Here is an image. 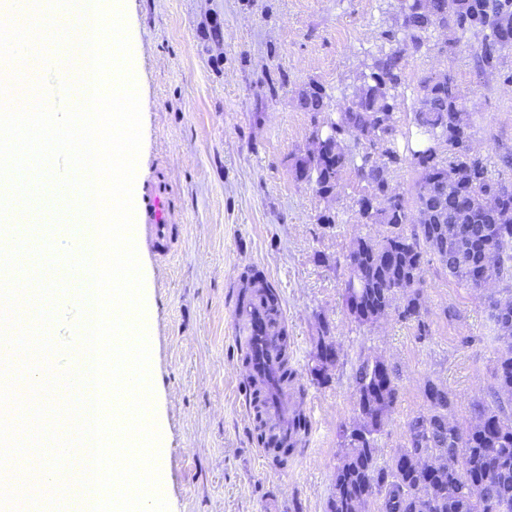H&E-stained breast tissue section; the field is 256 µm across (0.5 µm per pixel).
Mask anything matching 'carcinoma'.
Listing matches in <instances>:
<instances>
[{
	"instance_id": "obj_1",
	"label": "carcinoma",
	"mask_w": 512,
	"mask_h": 512,
	"mask_svg": "<svg viewBox=\"0 0 512 512\" xmlns=\"http://www.w3.org/2000/svg\"><path fill=\"white\" fill-rule=\"evenodd\" d=\"M401 21L381 32L389 47L369 54L364 85L347 110L333 116L326 89L311 82L299 95L310 114L312 148L298 157L292 174L319 197H327L351 177L358 218L378 224V238H358L336 265L343 270V300L359 325L390 312L416 324L418 338L429 333L422 297L425 256L432 255L456 282L481 294L485 260L499 262V282H512V179L493 176L488 159L474 149L472 126L461 113L465 96L451 74L434 84L420 82L415 110L416 139L403 133L396 112L405 77L403 48L430 49V33L446 26L478 40V73L500 71L512 50V0H399ZM418 173L413 203L392 184L403 164ZM429 217L418 223L415 207ZM238 304L261 298L269 323L282 340L280 298L260 272L241 274ZM494 339L502 346L488 394L472 401L473 422L453 418L454 400L444 386L424 383L426 411L406 423V441L397 456L378 462V436L399 398L398 369L383 359L363 358L353 372L357 418L337 430L342 454L334 473L326 512H512V296H485ZM319 336L308 369L310 381L329 382L334 366L321 354L342 353L333 327L318 317ZM308 428L298 414L295 435L264 443L286 460Z\"/></svg>"
}]
</instances>
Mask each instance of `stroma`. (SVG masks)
I'll use <instances>...</instances> for the list:
<instances>
[{
  "label": "stroma",
  "instance_id": "1",
  "mask_svg": "<svg viewBox=\"0 0 512 512\" xmlns=\"http://www.w3.org/2000/svg\"><path fill=\"white\" fill-rule=\"evenodd\" d=\"M124 7L142 108L134 187L165 171L176 226L165 260L137 248L164 447L160 491L170 512H325L341 454L337 428L356 418L352 372L359 359L380 357L400 372L399 401L378 439L385 461L403 446L406 422L423 411L426 379L448 387L456 421L468 425L470 404L488 392L501 352L482 299L430 255L423 272L429 336L418 339L414 323L394 315L354 322L334 261L355 238L382 228L359 223L352 186L324 200L292 175L310 127L299 91L317 81L342 110L399 2L124 0ZM215 17L224 27L218 49L203 37ZM452 38L435 30L428 52L406 53L400 123L411 126L420 79L450 73L466 98L475 148L498 168L500 155L512 151V84L475 71V39H456L449 54H440ZM282 70L287 88L264 98L263 82ZM327 209L336 215L332 230L316 222ZM320 251L329 263L318 262ZM249 266L280 297L288 361L304 378L290 395L313 423L303 455L280 471L260 454L254 414L238 390L234 309ZM448 308L454 319L446 318ZM321 316L343 353L324 386L305 378Z\"/></svg>",
  "mask_w": 512,
  "mask_h": 512
}]
</instances>
